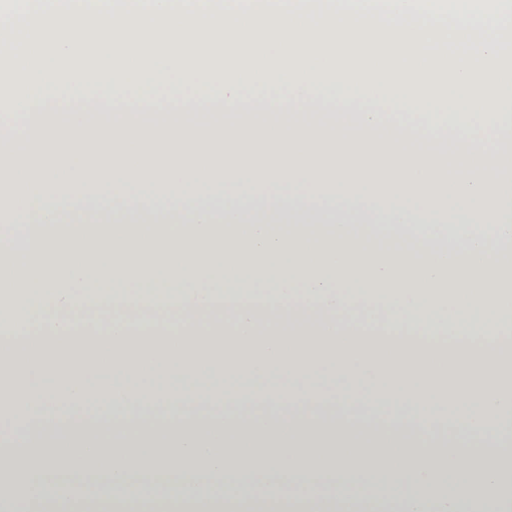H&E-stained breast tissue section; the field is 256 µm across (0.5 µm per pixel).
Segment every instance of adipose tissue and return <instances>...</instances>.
<instances>
[{
  "instance_id": "adipose-tissue-1",
  "label": "adipose tissue",
  "mask_w": 512,
  "mask_h": 512,
  "mask_svg": "<svg viewBox=\"0 0 512 512\" xmlns=\"http://www.w3.org/2000/svg\"><path fill=\"white\" fill-rule=\"evenodd\" d=\"M0 176L29 195L0 289V411L44 484L24 512H512V452L409 433L451 404L469 433L512 437V197L443 176L321 172ZM227 185L224 194L215 184ZM182 190V205L128 196ZM480 219L438 224L448 202ZM111 312L110 323L100 315ZM415 417L369 434L250 416L301 378L319 400ZM196 383L184 389L182 380ZM178 407L122 438L29 420L92 405Z\"/></svg>"
}]
</instances>
